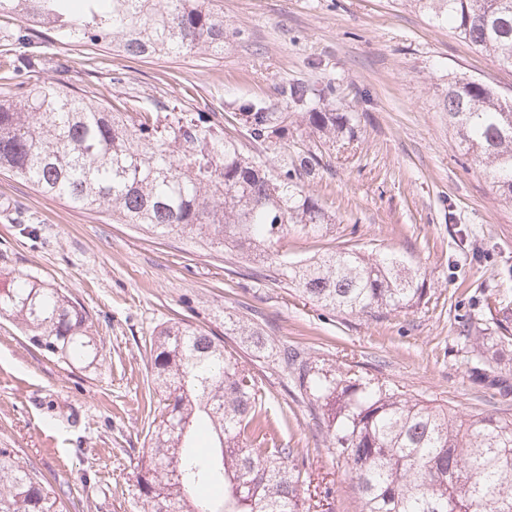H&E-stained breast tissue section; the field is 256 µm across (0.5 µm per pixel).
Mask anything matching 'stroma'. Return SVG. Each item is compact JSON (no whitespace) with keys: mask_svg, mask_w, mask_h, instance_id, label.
<instances>
[{"mask_svg":"<svg viewBox=\"0 0 512 512\" xmlns=\"http://www.w3.org/2000/svg\"><path fill=\"white\" fill-rule=\"evenodd\" d=\"M224 19V54L132 59L113 49L42 43L32 82L64 80L105 103L130 96L156 112H207L245 151L256 150L238 99L285 110L282 85L334 84L338 111L357 115L350 144L288 132V156L320 158L303 188L336 218L326 235L289 234L282 251L305 260L341 249L394 251L420 267L419 303L381 317L321 308L235 253L172 233L154 237L111 216L73 208L0 172V278L23 272L82 304L104 341L88 368L35 348L0 317V447L46 476L65 512H136L137 465L147 446L149 340L165 322L223 335L266 387L275 438L303 453L332 512H358L350 477L325 440L321 410L277 362L291 347L323 368L446 401L468 414L512 413V205L465 156L437 105L441 87L470 77L512 95V67L434 26L407 0H206ZM68 54V70L53 64ZM243 319L266 338L255 350L225 334ZM501 336L504 365L470 375L469 324Z\"/></svg>","mask_w":512,"mask_h":512,"instance_id":"obj_1","label":"stroma"}]
</instances>
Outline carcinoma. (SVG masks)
Wrapping results in <instances>:
<instances>
[{
    "instance_id": "carcinoma-1",
    "label": "carcinoma",
    "mask_w": 512,
    "mask_h": 512,
    "mask_svg": "<svg viewBox=\"0 0 512 512\" xmlns=\"http://www.w3.org/2000/svg\"><path fill=\"white\" fill-rule=\"evenodd\" d=\"M0 0V14L26 24L32 45L42 28L63 45L114 46L141 58L224 54V19L203 0ZM439 28L512 67V0H410ZM12 88L0 94V171L44 195L106 213L158 236L181 233L230 251L295 283L316 304L348 315L406 309L423 295L419 268L399 254L353 249L299 262L280 253L294 230L321 237L335 217L300 182L317 155L288 162L281 141L295 113L332 142L352 133L353 117L331 108L336 87L296 82L281 96L293 112L265 101L231 102L250 138L245 153L203 112H153L129 99L118 110L64 82L19 80L26 58L5 61ZM464 154L482 167L497 197L512 203V98L460 77L438 95ZM0 316L56 361L93 364L100 343L86 309L53 284L26 273L0 280ZM238 336L265 345L245 320ZM467 337L482 365L492 336ZM147 450L136 490L143 512H310L311 481L296 448H268L266 393L224 340L187 322L163 323L150 340ZM280 363L326 416V441L355 484L360 512H512V414L466 415L379 382L324 369L283 349ZM218 491L194 497L196 488ZM0 512H63L54 488L13 448H0Z\"/></svg>"
}]
</instances>
